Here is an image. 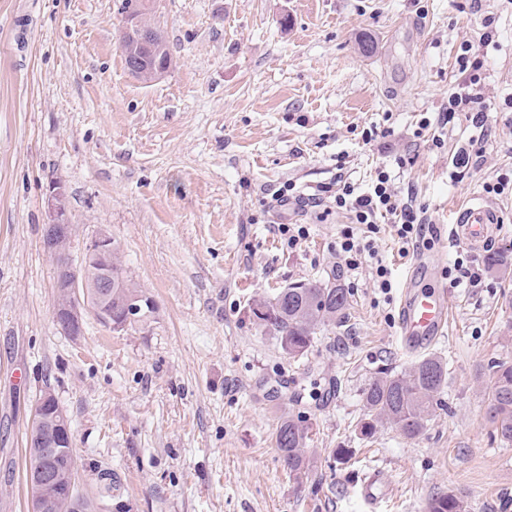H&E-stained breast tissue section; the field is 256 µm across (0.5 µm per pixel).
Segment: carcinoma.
I'll list each match as a JSON object with an SVG mask.
<instances>
[{"mask_svg":"<svg viewBox=\"0 0 512 512\" xmlns=\"http://www.w3.org/2000/svg\"><path fill=\"white\" fill-rule=\"evenodd\" d=\"M143 295L142 286L123 267L120 253L112 255V292L107 295V303L116 329H124L129 303ZM348 306L346 289L334 280H327L290 283L269 299L255 300L252 310L260 326L274 336L281 349L296 358L306 355L318 331L342 319ZM489 369L494 379L487 394L489 419L495 437L504 444H512V360L499 359ZM447 386L448 362L436 355L420 357L405 371H379L362 393L360 436L371 439L378 426L386 423L408 440L419 439L427 422L443 406ZM52 431V414L47 410L28 448L26 479L33 485L39 482L50 453H56L59 469L66 468L67 451L49 448ZM310 440V428L303 421L291 416L281 419L274 444L289 476L297 484L311 468ZM41 491L54 500L56 512H97L96 503L83 496L76 486L69 489L60 482ZM426 512H468V502L461 491L450 489L432 496Z\"/></svg>","mask_w":512,"mask_h":512,"instance_id":"carcinoma-1","label":"carcinoma"}]
</instances>
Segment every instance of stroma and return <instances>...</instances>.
Returning <instances> with one entry per match:
<instances>
[{"label":"stroma","instance_id":"1","mask_svg":"<svg viewBox=\"0 0 512 512\" xmlns=\"http://www.w3.org/2000/svg\"><path fill=\"white\" fill-rule=\"evenodd\" d=\"M121 3L0 0V512L31 510L26 448L44 391L68 416L78 487L103 512H370L357 487L376 471L389 485L381 512H425L451 489L470 512H512V445L485 406L488 363L512 359V272L487 265L512 251V196L493 200L504 222L488 246L449 242L456 210L512 171V112L491 113L483 160L453 180L471 122L447 125L438 149L416 134L447 107L481 15L497 31L486 91L512 95V0L478 13L471 0H152L175 62L150 83L126 68ZM381 167L436 230L405 254L381 225L387 295L338 254L341 231L366 228L328 195L340 180L367 191ZM57 181L73 258L110 235L155 306L147 320L111 331L89 314L76 338L56 324L43 240ZM287 185L320 206H278ZM282 224L307 234L288 247ZM458 260L481 270L478 287L454 286ZM331 277L349 293L346 318L289 357L252 300ZM411 280L450 296L431 348L448 363L445 407L418 440L389 425L365 440L363 389L415 360L397 337ZM286 415L311 428L300 488L273 439Z\"/></svg>","mask_w":512,"mask_h":512}]
</instances>
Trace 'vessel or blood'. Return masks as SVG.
I'll list each match as a JSON object with an SVG mask.
<instances>
[{
    "label": "vessel or blood",
    "instance_id": "obj_1",
    "mask_svg": "<svg viewBox=\"0 0 512 512\" xmlns=\"http://www.w3.org/2000/svg\"><path fill=\"white\" fill-rule=\"evenodd\" d=\"M503 222L501 213L486 201L472 199L457 211L451 236L454 241L473 249L485 247L494 239ZM449 298L444 287L406 290L399 308V338L406 350L417 351L440 336L448 320ZM388 491V481L380 474L360 487L363 499L378 505Z\"/></svg>",
    "mask_w": 512,
    "mask_h": 512
}]
</instances>
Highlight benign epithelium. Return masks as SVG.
<instances>
[{
  "mask_svg": "<svg viewBox=\"0 0 512 512\" xmlns=\"http://www.w3.org/2000/svg\"><path fill=\"white\" fill-rule=\"evenodd\" d=\"M148 8L149 3L146 0H129L126 24L122 30L121 39H129L138 47L153 52L162 41V33L156 24L145 22ZM47 208L49 221L44 246L56 262L59 274L62 275L61 285L66 288L68 295L66 303L56 304L54 312L56 322L68 335L78 336L85 315L90 313L105 327L112 328V313L107 311L97 298L89 294V285L85 279L87 268L98 263L100 278L94 287H112V252L116 250L112 237L103 232L92 237L85 245L80 262L75 264L70 258L73 232L68 220L67 196L62 182L57 181L53 184ZM48 404L51 405L55 425L54 447L73 448L74 439L68 417L51 392H45L36 401L34 414L42 416Z\"/></svg>",
  "mask_w": 512,
  "mask_h": 512,
  "instance_id": "benign-epithelium-1",
  "label": "benign epithelium"
}]
</instances>
